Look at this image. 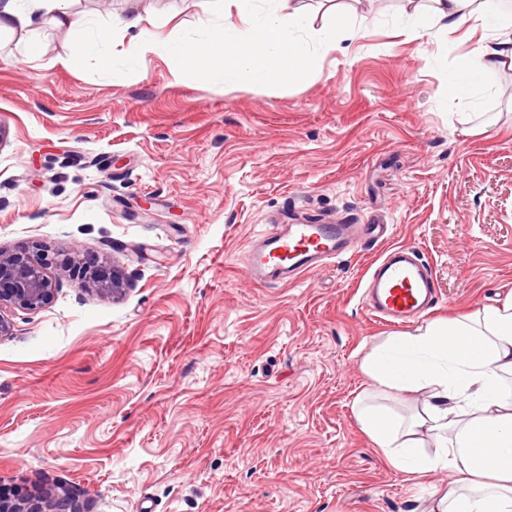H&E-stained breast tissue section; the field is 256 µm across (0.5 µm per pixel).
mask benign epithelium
<instances>
[{
	"instance_id": "obj_1",
	"label": "benign epithelium",
	"mask_w": 512,
	"mask_h": 512,
	"mask_svg": "<svg viewBox=\"0 0 512 512\" xmlns=\"http://www.w3.org/2000/svg\"><path fill=\"white\" fill-rule=\"evenodd\" d=\"M97 266L101 274L84 273V277L95 283L96 292L103 297L122 293L129 283L128 277L116 270L107 277V264L99 262ZM52 293L53 282L47 274L46 259L33 255L27 247L9 252L0 250V337L11 334L15 310L36 311L48 302ZM63 507L65 503L61 499L50 507L1 503L0 512H64Z\"/></svg>"
}]
</instances>
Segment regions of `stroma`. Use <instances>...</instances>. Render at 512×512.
I'll list each match as a JSON object with an SVG mask.
<instances>
[{
	"label": "stroma",
	"mask_w": 512,
	"mask_h": 512,
	"mask_svg": "<svg viewBox=\"0 0 512 512\" xmlns=\"http://www.w3.org/2000/svg\"><path fill=\"white\" fill-rule=\"evenodd\" d=\"M316 76L227 89L123 43L83 67L73 32L0 34V249L34 246L55 284L0 338V490L70 492L78 512H424L448 471L386 467L352 405L359 347L395 327L362 299L384 247L358 243L294 281L244 265L272 224H389L437 287L429 318L512 292V70L470 98L448 79L466 29L407 38L400 0H345ZM161 36L219 0H73ZM37 54H26V41ZM131 274L118 297L76 264Z\"/></svg>",
	"instance_id": "1"
}]
</instances>
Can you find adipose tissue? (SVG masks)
Masks as SVG:
<instances>
[{
  "mask_svg": "<svg viewBox=\"0 0 512 512\" xmlns=\"http://www.w3.org/2000/svg\"><path fill=\"white\" fill-rule=\"evenodd\" d=\"M501 0H406L403 31L422 37L427 29L466 24L484 36L466 59V79L477 84L487 73L512 68V18L502 17ZM69 0H0V32L24 30L38 18L77 33L67 63L80 66L112 36L132 33L126 56L138 65L147 53L163 51L174 77L197 74L207 84L236 88L291 84L313 75V45L303 33L305 6L279 0L276 10L257 14L255 0H224L223 26L200 23L194 37L156 38L144 18L128 13L108 28L95 27L68 7ZM372 392L401 399L428 391L421 415L404 419L391 409L356 399L353 411L386 464L413 481L437 470L453 477L434 492L431 512H512V295L462 316L438 317L414 331L387 337L361 360ZM433 434L434 451L421 453L420 429Z\"/></svg>",
  "mask_w": 512,
  "mask_h": 512,
  "instance_id": "obj_1",
  "label": "adipose tissue"
}]
</instances>
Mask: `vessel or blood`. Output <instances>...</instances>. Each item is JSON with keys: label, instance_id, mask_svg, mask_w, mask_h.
<instances>
[{"label": "vessel or blood", "instance_id": "b4317fda", "mask_svg": "<svg viewBox=\"0 0 512 512\" xmlns=\"http://www.w3.org/2000/svg\"><path fill=\"white\" fill-rule=\"evenodd\" d=\"M386 225L364 232L359 224L294 222L264 233L246 255L253 279L260 282L290 280L344 256L361 236L383 239ZM367 309L376 319L403 324L430 309L435 300L432 274L420 256L408 248L392 246L377 260L366 284Z\"/></svg>", "mask_w": 512, "mask_h": 512}]
</instances>
